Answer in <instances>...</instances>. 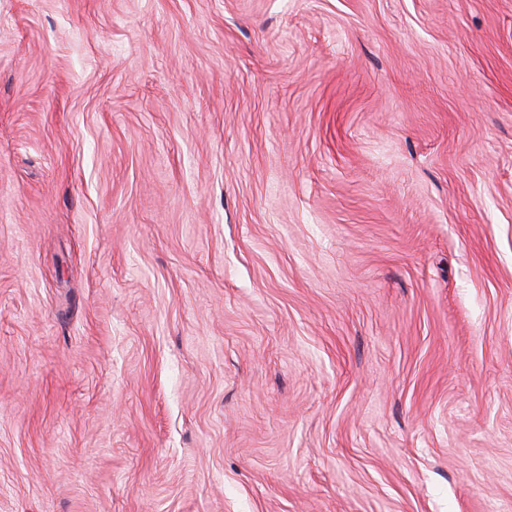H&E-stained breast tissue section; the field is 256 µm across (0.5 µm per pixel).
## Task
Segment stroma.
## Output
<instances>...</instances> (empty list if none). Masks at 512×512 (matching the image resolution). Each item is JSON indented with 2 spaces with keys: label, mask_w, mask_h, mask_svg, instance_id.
I'll list each match as a JSON object with an SVG mask.
<instances>
[{
  "label": "stroma",
  "mask_w": 512,
  "mask_h": 512,
  "mask_svg": "<svg viewBox=\"0 0 512 512\" xmlns=\"http://www.w3.org/2000/svg\"><path fill=\"white\" fill-rule=\"evenodd\" d=\"M0 512H512V0H0Z\"/></svg>",
  "instance_id": "obj_1"
}]
</instances>
